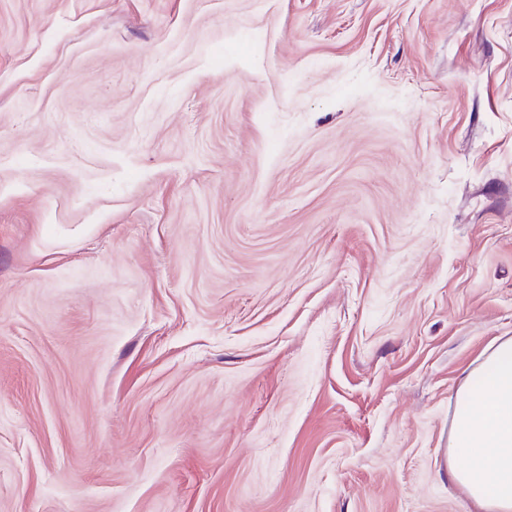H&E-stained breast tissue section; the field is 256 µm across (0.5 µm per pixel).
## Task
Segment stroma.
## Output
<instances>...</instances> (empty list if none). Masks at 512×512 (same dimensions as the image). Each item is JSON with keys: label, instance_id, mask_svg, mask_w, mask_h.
<instances>
[{"label": "stroma", "instance_id": "stroma-1", "mask_svg": "<svg viewBox=\"0 0 512 512\" xmlns=\"http://www.w3.org/2000/svg\"><path fill=\"white\" fill-rule=\"evenodd\" d=\"M512 338V0H0V512H475ZM448 464L476 512L512 511V338L495 345L463 378Z\"/></svg>", "mask_w": 512, "mask_h": 512}]
</instances>
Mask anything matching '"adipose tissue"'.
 I'll return each mask as SVG.
<instances>
[{
	"label": "adipose tissue",
	"mask_w": 512,
	"mask_h": 512,
	"mask_svg": "<svg viewBox=\"0 0 512 512\" xmlns=\"http://www.w3.org/2000/svg\"><path fill=\"white\" fill-rule=\"evenodd\" d=\"M448 464L477 512H512V338L495 345L458 388Z\"/></svg>",
	"instance_id": "1"
}]
</instances>
